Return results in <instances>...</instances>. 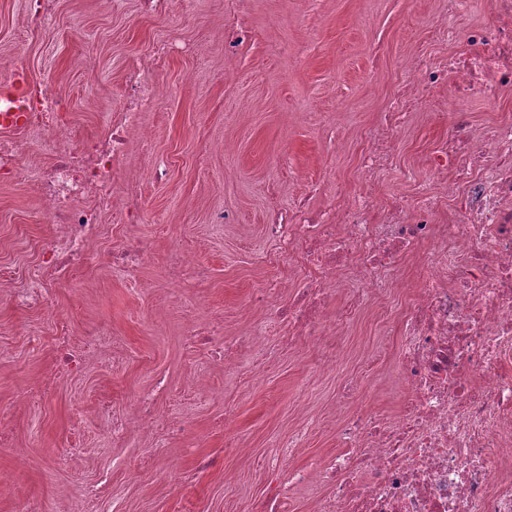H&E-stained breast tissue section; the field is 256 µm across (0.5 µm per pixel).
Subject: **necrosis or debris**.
<instances>
[{
  "mask_svg": "<svg viewBox=\"0 0 512 512\" xmlns=\"http://www.w3.org/2000/svg\"><path fill=\"white\" fill-rule=\"evenodd\" d=\"M495 26L472 27L466 50L449 53L441 69L411 62L419 95L387 113L365 150L361 190L339 209L300 201L266 226L269 236L303 262L305 289L276 310L293 336L320 340L323 366H338L336 326L359 307L390 300L402 318L399 351L410 392L389 419L358 409L337 433L340 453L318 463L331 484L327 512H512V124L472 135L466 112L449 113L452 134L426 156L427 176L412 199L384 196L376 184L394 156L409 113L441 107L435 91L448 84L457 102H496L512 88V0H494ZM106 138L84 141L57 156L40 179L50 223L63 234L39 263L52 281L89 263L88 239L106 212L119 224L142 219L138 204L113 211L112 182L135 111L156 95L142 73ZM29 116H44L55 136L70 133L68 107L48 86H32ZM451 190L447 223L436 224L440 189ZM430 249L417 286L386 279L403 270L422 243ZM347 303L328 317L336 291Z\"/></svg>",
  "mask_w": 512,
  "mask_h": 512,
  "instance_id": "1",
  "label": "necrosis or debris"
}]
</instances>
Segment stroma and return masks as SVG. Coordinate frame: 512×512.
Segmentation results:
<instances>
[{"label": "stroma", "mask_w": 512, "mask_h": 512, "mask_svg": "<svg viewBox=\"0 0 512 512\" xmlns=\"http://www.w3.org/2000/svg\"><path fill=\"white\" fill-rule=\"evenodd\" d=\"M450 20L461 34L492 23L491 0H468L453 19L448 0H53L42 24L27 0H0V83L26 68L66 100L71 126L60 143L43 129L17 131L27 176L0 183V512L20 501L33 512H248L276 476L272 442L306 427L286 468L338 451L344 389L398 413L408 386L386 304L336 335L337 373L316 369L318 342L254 335L268 306L293 294L255 300L289 269L264 226L304 195L324 206L359 189L367 135L410 83L405 62L446 60L439 30ZM231 26L248 33L232 52ZM138 66L168 95L129 135L112 207L139 197L142 223L104 216L95 263L53 281L50 306L15 307V291L42 286L38 249L60 232L46 220L41 171L57 151L107 134ZM450 132L447 108L414 114L379 192L412 193L426 153ZM219 211L229 216L220 226ZM130 242L146 263L113 268V248ZM181 250L200 272L173 286ZM193 306L203 323L222 324L238 364L262 365L260 382L194 344ZM64 345L83 357L81 373L56 371ZM375 348L382 362L361 375V355ZM158 379L165 390L150 422L134 400Z\"/></svg>", "instance_id": "35a3bbf8"}]
</instances>
